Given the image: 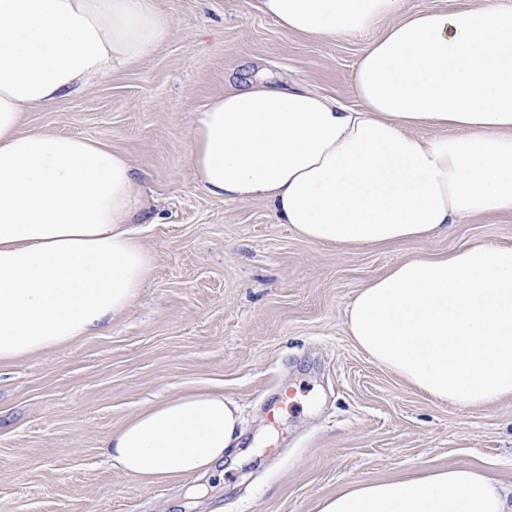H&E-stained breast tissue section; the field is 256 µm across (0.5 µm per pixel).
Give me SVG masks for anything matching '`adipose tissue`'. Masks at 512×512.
Instances as JSON below:
<instances>
[{"label":"adipose tissue","instance_id":"adipose-tissue-1","mask_svg":"<svg viewBox=\"0 0 512 512\" xmlns=\"http://www.w3.org/2000/svg\"><path fill=\"white\" fill-rule=\"evenodd\" d=\"M287 32L369 35L352 74L359 107L268 80L226 90L191 125L196 183L267 200L277 223L343 249L448 233L512 212V5L456 0H259ZM153 0H0V363L102 331L128 310L151 258L135 224L130 159L78 136L23 130L88 80L139 62L168 35ZM434 129L428 139L415 129ZM347 333L374 363L458 408L512 397V247L398 262L362 288ZM223 393L139 413L104 441L127 475L211 472L241 437ZM317 512H512L476 467L356 482Z\"/></svg>","mask_w":512,"mask_h":512}]
</instances>
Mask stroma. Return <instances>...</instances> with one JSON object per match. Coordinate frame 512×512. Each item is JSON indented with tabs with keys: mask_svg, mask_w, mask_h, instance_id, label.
<instances>
[{
	"mask_svg": "<svg viewBox=\"0 0 512 512\" xmlns=\"http://www.w3.org/2000/svg\"><path fill=\"white\" fill-rule=\"evenodd\" d=\"M155 5L172 26L140 62L25 114V128L130 158L152 271L104 331L0 366V512H317L350 482L448 466L482 468L511 490L512 398L434 402L355 346L345 311L397 262L512 247V213L339 249L276 223L263 199L212 197L187 161L197 112L259 77L357 105L364 41L285 32L257 0ZM197 389L240 408L223 476L148 482L105 457L103 441L135 414Z\"/></svg>",
	"mask_w": 512,
	"mask_h": 512,
	"instance_id": "1",
	"label": "stroma"
}]
</instances>
